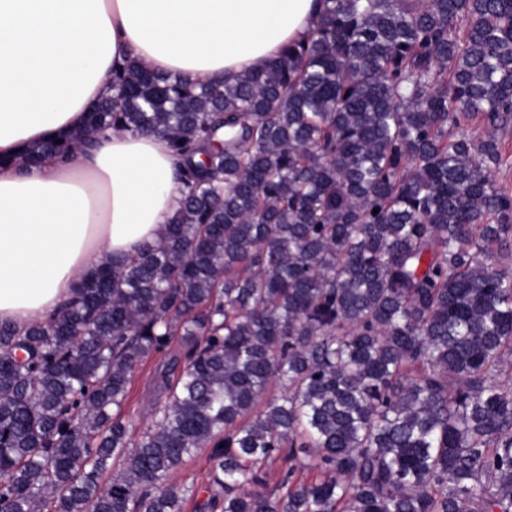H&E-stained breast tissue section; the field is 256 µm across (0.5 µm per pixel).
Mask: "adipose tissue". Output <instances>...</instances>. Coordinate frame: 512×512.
Returning <instances> with one entry per match:
<instances>
[{
  "label": "adipose tissue",
  "mask_w": 512,
  "mask_h": 512,
  "mask_svg": "<svg viewBox=\"0 0 512 512\" xmlns=\"http://www.w3.org/2000/svg\"><path fill=\"white\" fill-rule=\"evenodd\" d=\"M321 0H0V324L47 319L104 256L155 241L182 201L164 137L112 132L61 160L27 147L81 129L133 63L200 85L255 72L315 28Z\"/></svg>",
  "instance_id": "obj_1"
}]
</instances>
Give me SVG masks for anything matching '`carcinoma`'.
<instances>
[{"instance_id":"carcinoma-1","label":"carcinoma","mask_w":512,"mask_h":512,"mask_svg":"<svg viewBox=\"0 0 512 512\" xmlns=\"http://www.w3.org/2000/svg\"><path fill=\"white\" fill-rule=\"evenodd\" d=\"M111 81L20 158L159 134L181 208L0 326V512H182L201 448L212 512H512V0H324L234 84ZM173 345L136 435L133 376ZM498 137L501 141L503 156L508 157V163L497 168L493 178L498 187L512 194V130L499 133ZM209 453V448L199 450L169 478V482L172 484L194 489L193 495H186L182 512H210L204 505L209 496L215 494L217 497H222L224 495L221 489L212 482Z\"/></svg>"}]
</instances>
